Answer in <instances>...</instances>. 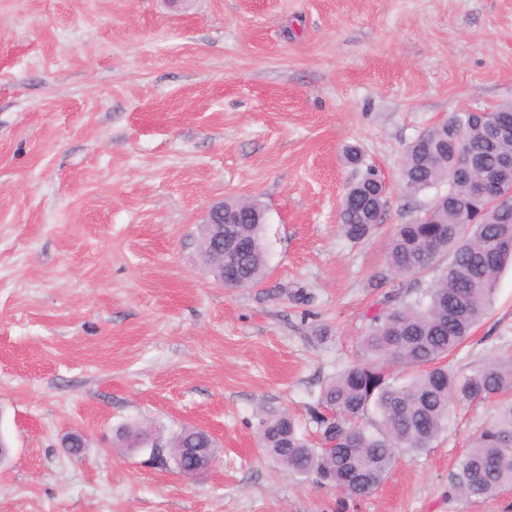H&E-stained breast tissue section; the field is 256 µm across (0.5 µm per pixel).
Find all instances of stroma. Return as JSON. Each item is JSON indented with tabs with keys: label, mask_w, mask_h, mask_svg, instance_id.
Segmentation results:
<instances>
[{
	"label": "stroma",
	"mask_w": 512,
	"mask_h": 512,
	"mask_svg": "<svg viewBox=\"0 0 512 512\" xmlns=\"http://www.w3.org/2000/svg\"><path fill=\"white\" fill-rule=\"evenodd\" d=\"M506 102L512 0H0V512H512V486L449 489L483 402L344 507L257 438L264 411L315 433L310 406L391 292L387 239L433 197L401 186L407 146ZM370 167L387 203L354 244L339 206ZM223 197L266 209L256 286L202 263ZM510 352L511 265L448 363ZM128 424L205 429L216 458L155 468L118 446Z\"/></svg>",
	"instance_id": "35a3bbf8"
}]
</instances>
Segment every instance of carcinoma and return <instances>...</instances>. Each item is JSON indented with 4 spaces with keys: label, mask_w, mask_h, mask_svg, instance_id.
Returning a JSON list of instances; mask_svg holds the SVG:
<instances>
[{
    "label": "carcinoma",
    "mask_w": 512,
    "mask_h": 512,
    "mask_svg": "<svg viewBox=\"0 0 512 512\" xmlns=\"http://www.w3.org/2000/svg\"><path fill=\"white\" fill-rule=\"evenodd\" d=\"M492 119L458 112L407 147L400 171L404 189L419 194L441 185L445 192L388 238L385 267L376 279L392 284L384 306L369 317L356 360L319 391L309 408L319 442L312 443L287 413H263L258 437L288 474L313 477L349 499L371 495L388 477L399 451L430 448L447 430L456 407L475 401L493 412L457 457L450 489L483 498L512 486V354L493 358L468 375L446 364L486 316L498 276L512 262V210L477 199L459 173L458 154L467 146L493 171L496 189L512 195V168L500 157L512 152V136L491 137ZM385 204L384 183L373 170L348 188L339 231L360 243L378 229ZM240 213L234 225L246 249L225 255L238 287L258 283L267 260L263 225ZM430 271L421 297L400 301L402 281ZM404 374L396 377L392 368ZM156 466H191L215 457L213 439L193 426L163 438Z\"/></svg>",
    "instance_id": "carcinoma-1"
}]
</instances>
